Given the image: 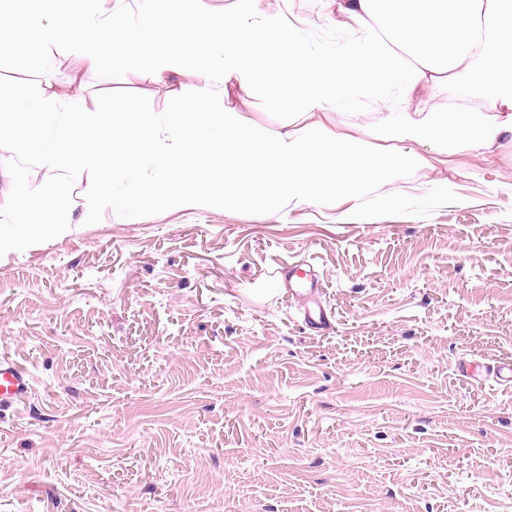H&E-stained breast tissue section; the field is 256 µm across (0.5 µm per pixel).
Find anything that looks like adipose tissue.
<instances>
[{
	"mask_svg": "<svg viewBox=\"0 0 512 512\" xmlns=\"http://www.w3.org/2000/svg\"><path fill=\"white\" fill-rule=\"evenodd\" d=\"M175 2L164 21L146 8L134 20L106 18L97 0L50 17L43 0L12 15L0 5L33 48L94 66L117 45L127 65L154 76L193 69L216 86L248 84L287 111L280 133L208 93L166 117L144 101L122 112L64 107L37 81L0 87V144L86 180L88 220L103 202L133 219L162 199L275 212L328 206L337 222H368L369 187L512 149V0H319L306 18L262 0H236L218 17L201 0ZM441 83L459 104L435 103ZM146 162L153 177L136 178ZM114 171L130 175L126 187L115 189Z\"/></svg>",
	"mask_w": 512,
	"mask_h": 512,
	"instance_id": "adipose-tissue-1",
	"label": "adipose tissue"
}]
</instances>
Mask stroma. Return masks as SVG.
<instances>
[{
	"label": "stroma",
	"mask_w": 512,
	"mask_h": 512,
	"mask_svg": "<svg viewBox=\"0 0 512 512\" xmlns=\"http://www.w3.org/2000/svg\"><path fill=\"white\" fill-rule=\"evenodd\" d=\"M176 112L207 83L0 46V86ZM0 146V199L40 202ZM448 182L447 197L429 182ZM69 221L0 250V355L32 375L0 412V512H512V152L395 186L399 209L227 212L155 200L138 219L48 169ZM303 265L331 326L279 280Z\"/></svg>",
	"instance_id": "35a3bbf8"
}]
</instances>
